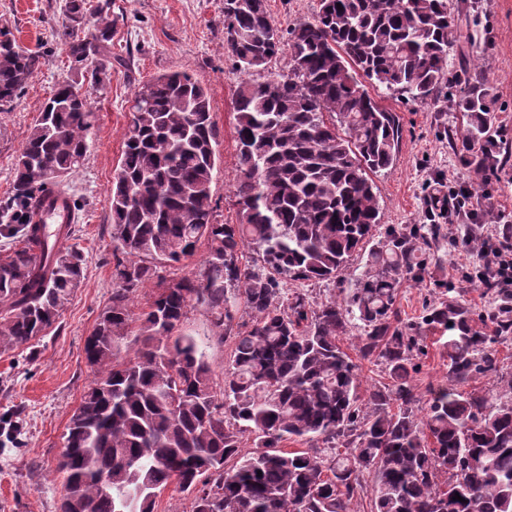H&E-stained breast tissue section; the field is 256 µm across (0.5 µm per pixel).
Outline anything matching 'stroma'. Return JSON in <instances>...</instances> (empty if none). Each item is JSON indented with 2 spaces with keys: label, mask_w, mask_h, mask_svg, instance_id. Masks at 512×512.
<instances>
[{
  "label": "stroma",
  "mask_w": 512,
  "mask_h": 512,
  "mask_svg": "<svg viewBox=\"0 0 512 512\" xmlns=\"http://www.w3.org/2000/svg\"><path fill=\"white\" fill-rule=\"evenodd\" d=\"M64 0H0V27L8 28L26 49L46 64L29 81L12 111L0 112V203L14 192V165L30 127L46 99L62 80L74 77L66 51L70 22ZM461 35L454 57H479L485 80L497 96L496 126L512 151V0H450ZM224 0H112V76L91 95L96 119L90 149L69 187L77 204V222L65 243L86 259L85 280L63 314L34 346L0 353V414L19 410L21 431L0 423V512H59L63 494L57 471L63 435L93 375L84 344L108 307L112 294V177L120 161L129 107L139 83L171 70L188 72L211 96L219 162L212 183L218 221L232 224V195L237 169L235 91L241 79L224 43ZM460 91L449 81L435 101L381 104L400 118L402 138L393 166L375 176L385 224H425L427 198L436 183L471 180L448 146L449 132L466 119L449 100ZM470 251L449 248L442 267L419 284L403 286L399 302L408 317L418 316L436 296L435 282L453 280L458 268L472 264ZM180 333L194 336L224 381L232 346L211 340L208 314L189 310Z\"/></svg>",
  "instance_id": "35a3bbf8"
}]
</instances>
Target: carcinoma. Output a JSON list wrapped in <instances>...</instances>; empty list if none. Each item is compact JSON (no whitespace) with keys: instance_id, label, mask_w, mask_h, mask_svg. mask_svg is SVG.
Returning <instances> with one entry per match:
<instances>
[{"instance_id":"carcinoma-1","label":"carcinoma","mask_w":512,"mask_h":512,"mask_svg":"<svg viewBox=\"0 0 512 512\" xmlns=\"http://www.w3.org/2000/svg\"><path fill=\"white\" fill-rule=\"evenodd\" d=\"M111 9L112 0H66L76 76L44 103L17 156L14 198L0 206L10 240L0 253V353L44 335L83 283L80 250L49 240L34 212L49 185L71 198L68 179L87 157L89 90L112 70ZM91 16L94 31L80 35ZM231 29L226 48L245 75L235 94L236 223L218 222L212 206L207 88L178 70L135 88L110 190L112 294L84 346L93 380L64 434L72 452L58 465L60 512H154L171 483L194 493L191 512H351L367 492L372 512H512V372L494 347L512 340V298L489 285L476 312L440 282L439 298L402 318L400 288L442 261L448 235L441 224L381 223L372 178L399 143L396 114L372 91L435 99L456 41L448 0H319L285 31L267 0H232ZM284 51L286 70L252 78ZM45 63L0 28V112ZM456 80L466 127L448 139L479 174L501 163L495 98L465 60ZM201 243L200 276L160 281L132 316L131 299L158 267ZM247 248L260 265L244 261ZM355 255L363 269L347 278ZM336 279L344 287L321 303L285 288ZM196 307L212 338L232 343L221 388L197 339L177 333ZM352 328L358 358L385 376L365 390L340 344ZM437 332L448 383L421 389L416 374ZM128 338L132 357L119 345ZM477 377L493 380L491 393L459 389ZM289 440L308 447L288 450Z\"/></svg>"}]
</instances>
